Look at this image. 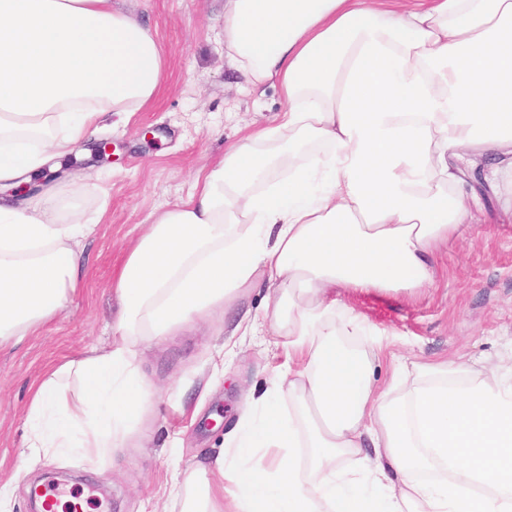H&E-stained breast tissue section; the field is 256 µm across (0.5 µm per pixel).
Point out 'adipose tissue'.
Masks as SVG:
<instances>
[{
	"mask_svg": "<svg viewBox=\"0 0 512 512\" xmlns=\"http://www.w3.org/2000/svg\"><path fill=\"white\" fill-rule=\"evenodd\" d=\"M224 49L251 86L277 81L287 109L137 238L107 345L33 393L31 458L121 447L147 406L146 341L264 288L288 361L258 420L242 415L225 451L174 483L182 512H512V380L407 358L392 380L416 382L393 397L378 338L342 300L432 281L435 247L482 206L463 177L473 153L495 157L488 188L512 185V0H224ZM164 68L115 0H0V345L56 316L92 232L60 220L51 190L38 204L10 188L142 109ZM277 138L293 163L269 184Z\"/></svg>",
	"mask_w": 512,
	"mask_h": 512,
	"instance_id": "obj_1",
	"label": "adipose tissue"
}]
</instances>
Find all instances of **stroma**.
Segmentation results:
<instances>
[{
	"label": "stroma",
	"instance_id": "1",
	"mask_svg": "<svg viewBox=\"0 0 512 512\" xmlns=\"http://www.w3.org/2000/svg\"><path fill=\"white\" fill-rule=\"evenodd\" d=\"M224 0H136L165 55L153 100L113 116L103 138L110 159L69 155L50 161L14 194L53 188L60 215L83 213L93 234L82 243L81 284L56 317L0 347V499L31 512L30 491L60 503L84 499L86 512H173L176 477L224 446L225 431L270 385L287 351L273 336L231 337L222 324L192 323L149 347L139 363L149 410L124 448L97 461L77 449L32 461L25 446L31 396L57 367L103 346L116 306L112 284L131 244L153 214L186 197L196 171L271 123L286 103L277 85L253 89L224 55ZM94 169L101 192L71 178ZM435 278L415 291L352 293L344 302L383 335L375 376L387 381L393 356L458 358L512 365V192L489 194L463 238L434 254Z\"/></svg>",
	"mask_w": 512,
	"mask_h": 512
}]
</instances>
